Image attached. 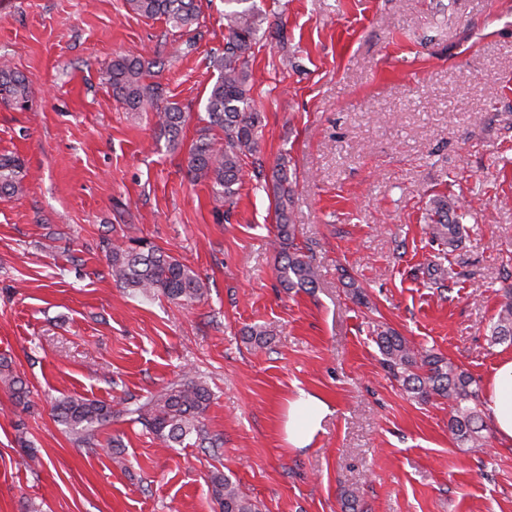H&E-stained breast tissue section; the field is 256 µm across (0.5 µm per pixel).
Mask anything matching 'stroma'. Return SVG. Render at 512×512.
Returning a JSON list of instances; mask_svg holds the SVG:
<instances>
[{
    "instance_id": "35a3bbf8",
    "label": "stroma",
    "mask_w": 512,
    "mask_h": 512,
    "mask_svg": "<svg viewBox=\"0 0 512 512\" xmlns=\"http://www.w3.org/2000/svg\"><path fill=\"white\" fill-rule=\"evenodd\" d=\"M284 42L250 62L264 115L232 204L187 174V146L224 51V0L182 34L126 0H0V67L33 81L0 106V153L24 159L0 197V512H220L228 476L260 512H512V447L448 431L447 400L421 403L382 367L375 330L450 358L486 386L512 343H492L512 284V0H255ZM154 62L158 107L191 118L170 151L154 112L112 95L120 54ZM285 165L297 244L314 288L277 277L270 175ZM466 228L441 253L432 199ZM147 239L205 288L188 306L121 288L103 244ZM263 326L264 347L242 330ZM191 372L209 387L214 448H167L124 419L79 446L56 422L65 397L124 399ZM331 408L314 441L283 432L299 391ZM0 382L5 385L14 396L18 404H27L29 390H27L25 383L13 374L8 364H0Z\"/></svg>"
}]
</instances>
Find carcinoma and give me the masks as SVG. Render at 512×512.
Wrapping results in <instances>:
<instances>
[{
	"label": "carcinoma",
	"mask_w": 512,
	"mask_h": 512,
	"mask_svg": "<svg viewBox=\"0 0 512 512\" xmlns=\"http://www.w3.org/2000/svg\"><path fill=\"white\" fill-rule=\"evenodd\" d=\"M135 14L163 18L172 27L189 32L199 24L197 0H126ZM248 0H224V53L213 58L216 81L209 89L204 126L190 145L188 174L195 182L210 186L212 192L230 200L238 191L244 158L258 148L260 113L253 108L250 92L249 58L257 42L264 17ZM150 67L134 55L122 54L102 72L101 79L113 96L133 111L155 109L158 87L146 82ZM32 79L21 71L0 68V105L26 110L32 101ZM157 125L167 144L180 145L187 121L183 108L172 103L156 109ZM224 134V147L215 145L212 131ZM25 164L14 154H0V196L17 197L24 190ZM272 190L280 219L276 225L274 248L278 255V278L285 288H312L318 272L295 243V227L290 224L288 206L293 188L287 172L279 168L272 173ZM432 235L440 244L456 249L465 228L448 221V202L434 200ZM106 261L112 278L142 295L160 293L172 301L191 303L203 294L198 274L176 257L139 237L112 242L106 249ZM495 343L512 340V285L503 288L496 320L491 326ZM376 343L388 374L402 382L404 390L419 402L440 398L448 400L451 415L448 428L455 439L478 446L484 436L479 388L466 371L450 359L430 350L419 351L390 328L377 332ZM0 382L19 404L26 403L29 390L13 374L10 366L0 364ZM212 401L210 389L186 372L144 402L128 401L119 410L99 400L70 397L55 406L56 417L82 443L89 444L112 419L142 425L168 448L183 445L193 438L205 442L202 419ZM210 490L221 512H259L258 505L245 496L226 476L216 473L210 478Z\"/></svg>",
	"instance_id": "cac0c4a2"
}]
</instances>
